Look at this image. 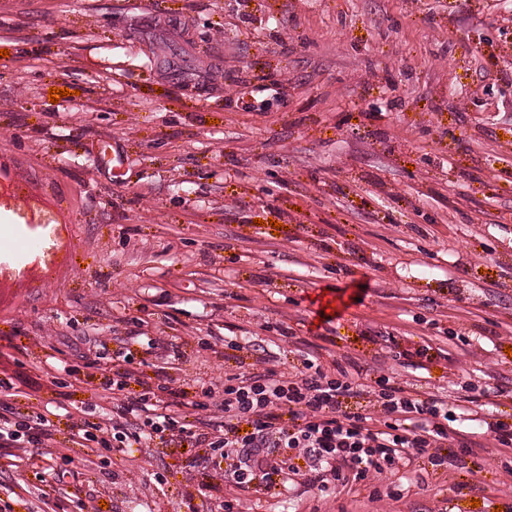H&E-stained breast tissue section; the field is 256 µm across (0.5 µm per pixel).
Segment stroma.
Instances as JSON below:
<instances>
[{
  "label": "stroma",
  "instance_id": "stroma-1",
  "mask_svg": "<svg viewBox=\"0 0 512 512\" xmlns=\"http://www.w3.org/2000/svg\"><path fill=\"white\" fill-rule=\"evenodd\" d=\"M0 162L54 188L0 192V419L51 421L50 512H189L202 482L198 512H512V447L477 422L466 468L325 491L157 438L86 468L71 440L100 365L191 398L270 348L452 407L487 388L512 423V0H0ZM42 477L0 447L14 512Z\"/></svg>",
  "mask_w": 512,
  "mask_h": 512
}]
</instances>
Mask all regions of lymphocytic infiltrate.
<instances>
[{"label": "lymphocytic infiltrate", "instance_id": "1", "mask_svg": "<svg viewBox=\"0 0 512 512\" xmlns=\"http://www.w3.org/2000/svg\"><path fill=\"white\" fill-rule=\"evenodd\" d=\"M262 363V370L226 376L220 402H213L208 388L191 401V408L199 412L217 406L223 423L202 418L197 428H188L173 413V400L144 380L140 391L126 392L112 417L90 427L77 424L73 440L78 444L97 440L107 452L111 439L128 435L140 439L142 433L132 430L131 418L142 412L153 434L169 431L221 449L226 463L223 474L238 485L255 479L271 483L278 472L274 457L282 448L301 449L305 484L322 490L352 478L366 479L372 472L384 473L422 455L436 466L466 467L473 443L449 429L451 413L445 400L392 385L385 376L371 387L343 367L332 376L309 358L303 361V371L295 374L280 372L275 354H268ZM363 395L375 400L382 424H375L370 414L348 409L349 399ZM53 438L50 421L40 413L28 415L15 426L0 425L2 448L23 450ZM453 440L458 447L451 451L447 445Z\"/></svg>", "mask_w": 512, "mask_h": 512}]
</instances>
